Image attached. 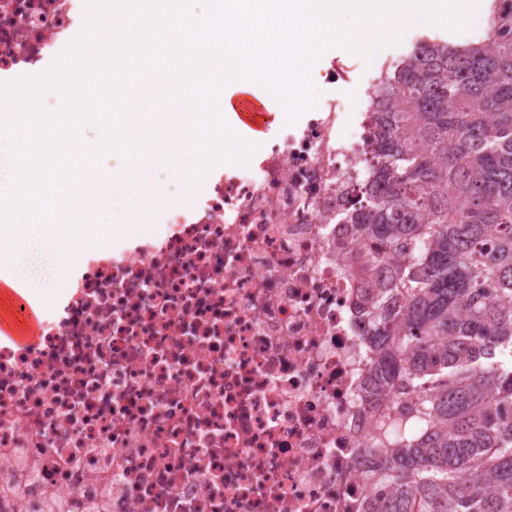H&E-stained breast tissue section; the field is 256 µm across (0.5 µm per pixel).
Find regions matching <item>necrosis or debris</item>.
I'll return each mask as SVG.
<instances>
[{
  "label": "necrosis or debris",
  "instance_id": "necrosis-or-debris-1",
  "mask_svg": "<svg viewBox=\"0 0 512 512\" xmlns=\"http://www.w3.org/2000/svg\"><path fill=\"white\" fill-rule=\"evenodd\" d=\"M87 0H0V84L47 71ZM314 112L148 232L82 252L36 340L0 343V512H367L384 265L351 210L369 119Z\"/></svg>",
  "mask_w": 512,
  "mask_h": 512
}]
</instances>
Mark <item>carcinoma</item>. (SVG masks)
I'll return each mask as SVG.
<instances>
[{
  "label": "carcinoma",
  "mask_w": 512,
  "mask_h": 512,
  "mask_svg": "<svg viewBox=\"0 0 512 512\" xmlns=\"http://www.w3.org/2000/svg\"><path fill=\"white\" fill-rule=\"evenodd\" d=\"M420 38L370 92L344 223L397 259L368 300L369 512H512V11Z\"/></svg>",
  "instance_id": "cac0c4a2"
}]
</instances>
